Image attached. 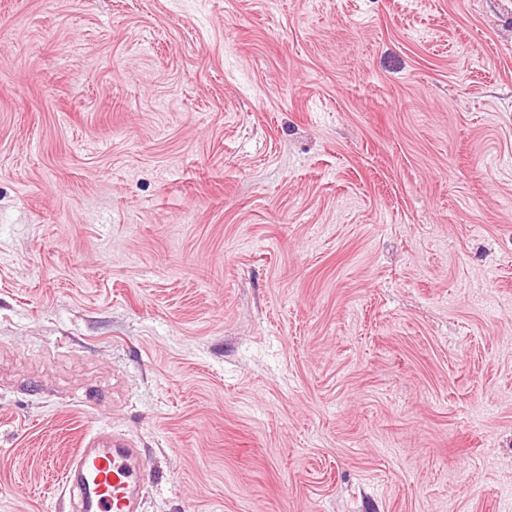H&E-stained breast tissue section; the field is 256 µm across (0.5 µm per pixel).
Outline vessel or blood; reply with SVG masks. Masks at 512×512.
<instances>
[{"label":"vessel or blood","instance_id":"b4317fda","mask_svg":"<svg viewBox=\"0 0 512 512\" xmlns=\"http://www.w3.org/2000/svg\"><path fill=\"white\" fill-rule=\"evenodd\" d=\"M140 455L117 434L78 449L61 477L76 512H139L145 485Z\"/></svg>","mask_w":512,"mask_h":512}]
</instances>
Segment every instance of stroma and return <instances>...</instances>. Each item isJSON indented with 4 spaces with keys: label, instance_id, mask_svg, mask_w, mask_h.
Instances as JSON below:
<instances>
[{
    "label": "stroma",
    "instance_id": "obj_1",
    "mask_svg": "<svg viewBox=\"0 0 512 512\" xmlns=\"http://www.w3.org/2000/svg\"><path fill=\"white\" fill-rule=\"evenodd\" d=\"M512 512V0H0V512ZM140 448L112 433L68 460L61 480L77 512H138L145 485Z\"/></svg>",
    "mask_w": 512,
    "mask_h": 512
}]
</instances>
